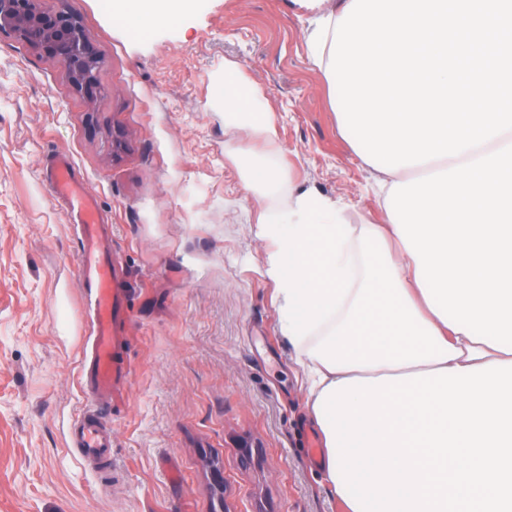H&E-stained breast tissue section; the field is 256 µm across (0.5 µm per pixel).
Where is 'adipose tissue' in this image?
Instances as JSON below:
<instances>
[{"mask_svg":"<svg viewBox=\"0 0 512 512\" xmlns=\"http://www.w3.org/2000/svg\"><path fill=\"white\" fill-rule=\"evenodd\" d=\"M118 19L164 25L192 0H120ZM310 14V58L329 61L333 26L351 0H294ZM226 152L248 192L288 209L268 254L284 333L306 369L308 398L345 378L469 367L512 359V131L457 157L384 173L386 223H347L342 207L313 191L285 192L271 144L276 121L263 90L239 62L224 63L215 89Z\"/></svg>","mask_w":512,"mask_h":512,"instance_id":"ef3b65f1","label":"adipose tissue"}]
</instances>
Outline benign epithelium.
<instances>
[{"instance_id":"7a95c632","label":"benign epithelium","mask_w":512,"mask_h":512,"mask_svg":"<svg viewBox=\"0 0 512 512\" xmlns=\"http://www.w3.org/2000/svg\"><path fill=\"white\" fill-rule=\"evenodd\" d=\"M0 32L41 49L66 69L73 88L89 102L102 93L96 73L100 55L86 39L78 16L68 10L45 12L38 0H0Z\"/></svg>"}]
</instances>
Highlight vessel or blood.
I'll list each match as a JSON object with an SVG mask.
<instances>
[{
	"label": "vessel or blood",
	"instance_id": "obj_1",
	"mask_svg": "<svg viewBox=\"0 0 512 512\" xmlns=\"http://www.w3.org/2000/svg\"><path fill=\"white\" fill-rule=\"evenodd\" d=\"M45 180L55 199L76 217L84 236L80 273L88 289L89 351L80 361L79 384L83 393L113 398L124 389L129 370L122 357L126 326L124 300L117 269L107 257L112 228L100 222L67 158L53 159L46 168ZM70 443L85 455L110 458L112 426L105 414L88 409L78 415Z\"/></svg>",
	"mask_w": 512,
	"mask_h": 512
}]
</instances>
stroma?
Masks as SVG:
<instances>
[{"mask_svg": "<svg viewBox=\"0 0 512 512\" xmlns=\"http://www.w3.org/2000/svg\"><path fill=\"white\" fill-rule=\"evenodd\" d=\"M77 13L103 64L88 102L58 61L0 34V512H344L329 491L307 379L268 273L273 224L224 146L215 86L241 63L275 110L298 190L379 223V174L337 122L338 89L309 58L292 0H193L175 22L124 26L104 0ZM69 154L126 291L124 399L104 407L112 466L72 448L90 407L78 382L79 241L44 180Z\"/></svg>", "mask_w": 512, "mask_h": 512, "instance_id": "35a3bbf8", "label": "stroma"}]
</instances>
